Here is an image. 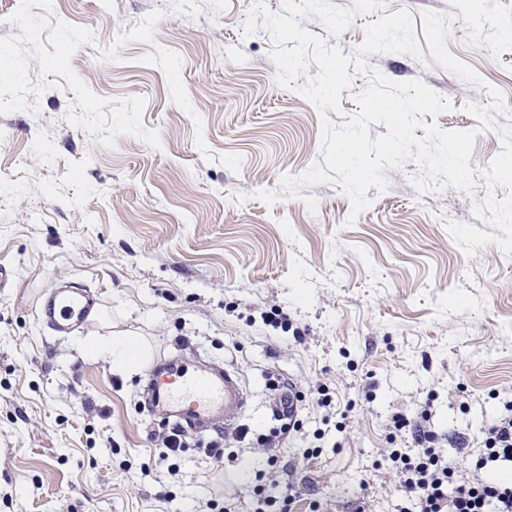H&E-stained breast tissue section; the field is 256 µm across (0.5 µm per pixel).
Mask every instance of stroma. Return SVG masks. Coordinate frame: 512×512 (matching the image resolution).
I'll use <instances>...</instances> for the list:
<instances>
[{
    "instance_id": "1",
    "label": "stroma",
    "mask_w": 512,
    "mask_h": 512,
    "mask_svg": "<svg viewBox=\"0 0 512 512\" xmlns=\"http://www.w3.org/2000/svg\"><path fill=\"white\" fill-rule=\"evenodd\" d=\"M0 0V512H216L246 507L266 468L256 436L278 427L271 383L326 385L343 422L301 406L269 481L300 490L292 512H402L388 423L428 415L448 464L468 474L483 430L512 395V256H466L447 230L485 186L421 194L414 163L383 171L369 206L331 182L281 193L320 160L321 120L280 86L252 0ZM467 83L432 57L368 56L421 80L469 130L467 104L512 105V51L446 41ZM316 209H309L306 196ZM91 289L96 320L53 335L43 290ZM283 310L292 330L265 325ZM303 331L296 341L293 329ZM124 334L153 361L191 348L237 367L251 408L224 464L191 446L159 459L167 425L143 410L145 371L123 373L83 341ZM318 449L304 458L306 449ZM149 471H141L142 463Z\"/></svg>"
}]
</instances>
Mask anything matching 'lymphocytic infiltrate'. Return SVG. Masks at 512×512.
<instances>
[{"label":"lymphocytic infiltrate","mask_w":512,"mask_h":512,"mask_svg":"<svg viewBox=\"0 0 512 512\" xmlns=\"http://www.w3.org/2000/svg\"><path fill=\"white\" fill-rule=\"evenodd\" d=\"M393 436L409 433L416 451L391 448L387 457L395 480L410 493L414 512H512V480L484 477L489 468L512 465V400L504 401L498 417L483 431L482 447L472 460L469 476L459 475L425 425L394 414Z\"/></svg>","instance_id":"obj_1"}]
</instances>
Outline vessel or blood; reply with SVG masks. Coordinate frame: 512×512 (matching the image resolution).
Instances as JSON below:
<instances>
[{
    "label": "vessel or blood",
    "mask_w": 512,
    "mask_h": 512,
    "mask_svg": "<svg viewBox=\"0 0 512 512\" xmlns=\"http://www.w3.org/2000/svg\"><path fill=\"white\" fill-rule=\"evenodd\" d=\"M97 310L98 302L88 290L54 288L44 291L37 303L39 320L57 335L88 324ZM145 405L168 424L200 436L219 427L228 434L236 432L249 402L236 367L164 357L148 369Z\"/></svg>",
    "instance_id": "obj_1"
}]
</instances>
